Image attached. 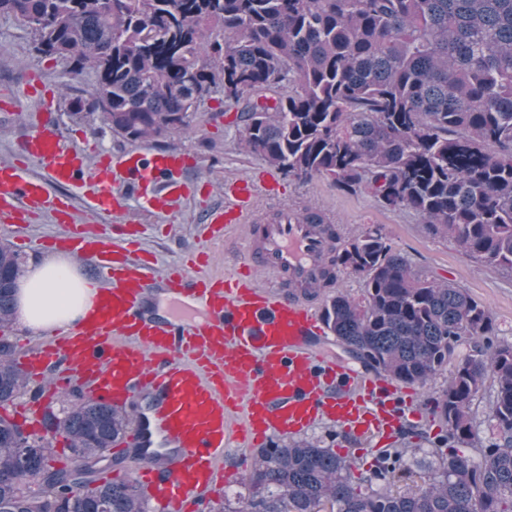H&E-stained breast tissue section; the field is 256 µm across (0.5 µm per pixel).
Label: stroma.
Returning a JSON list of instances; mask_svg holds the SVG:
<instances>
[{"label": "stroma", "instance_id": "stroma-1", "mask_svg": "<svg viewBox=\"0 0 512 512\" xmlns=\"http://www.w3.org/2000/svg\"><path fill=\"white\" fill-rule=\"evenodd\" d=\"M33 75L48 82L57 124L71 145L93 158L101 153L134 149V142L109 128L98 127L93 116L73 114L70 97L90 86L91 72L73 73L65 61L37 53L33 36L23 22L0 16V96H15L21 104L9 123H0V160L12 158L18 136L37 122L41 99L26 91ZM240 130L236 106L225 101L218 91L199 106L189 132L165 140L164 149L187 155L191 160L184 172L190 193L174 210L151 217L136 234L141 249L152 255L156 270L179 262L195 250L209 253L214 272L230 269L243 246L207 239L205 219L211 208L223 204L225 182L247 179L257 187L255 208L259 212L279 204L293 206L300 212L321 210L330 216L346 241L366 229L379 230L414 269L465 288L475 299L487 304L499 328V340L512 342V272L466 258L448 240L432 235L418 215L386 209L368 192H343L331 178L300 181L269 167L243 150ZM270 179L277 185L272 193L265 189ZM441 436L437 423L426 413L418 427L394 435L390 443L370 442L356 463L367 479L372 477L375 461L385 447L428 449L435 447Z\"/></svg>", "mask_w": 512, "mask_h": 512}]
</instances>
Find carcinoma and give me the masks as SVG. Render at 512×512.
Here are the masks:
<instances>
[{
    "label": "carcinoma",
    "mask_w": 512,
    "mask_h": 512,
    "mask_svg": "<svg viewBox=\"0 0 512 512\" xmlns=\"http://www.w3.org/2000/svg\"><path fill=\"white\" fill-rule=\"evenodd\" d=\"M36 50L94 73L72 101L132 141L189 129L222 90L245 148L298 180L329 177L382 207L418 214L465 257L512 271V0H0ZM329 271L363 296L326 300L322 319L363 366L407 385L448 373L431 413L448 442L414 463L384 453L385 488L361 490L356 462L308 441L261 448L217 512H512V342L493 344L489 308L412 268L383 234H330ZM18 254L0 243V326L13 319ZM0 340V408L26 380ZM492 382L480 448L473 401ZM50 439L0 414V512H153L131 479L99 482L129 416L83 397Z\"/></svg>",
    "instance_id": "cac0c4a2"
}]
</instances>
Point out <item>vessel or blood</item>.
<instances>
[{"instance_id": "b4317fda", "label": "vessel or blood", "mask_w": 512, "mask_h": 512, "mask_svg": "<svg viewBox=\"0 0 512 512\" xmlns=\"http://www.w3.org/2000/svg\"><path fill=\"white\" fill-rule=\"evenodd\" d=\"M17 153L0 161V230L49 217L62 233L48 248L94 260L97 284L83 319L59 327L19 359L36 388L16 409L25 431L47 432L54 401L43 378L75 380L92 400L129 412L131 476L157 512H204L229 477L224 453L231 444L261 448L272 437H298L326 422L350 448L420 421L412 388L338 364L318 349L319 300L304 286L324 274L329 225L299 219L285 205L256 215L253 183L236 180L223 207L206 217L210 235L243 234L246 249L233 269L212 272L201 251L159 273L136 241L119 244L92 229L70 198L50 187L76 190L90 214L111 215L130 234L135 227L113 187L142 197L149 212L168 211L189 191L181 178L189 165L184 156L134 150L92 164L66 143L49 112ZM32 162L43 174L30 173ZM258 269L275 289L255 285ZM159 284L197 319L147 317L146 302Z\"/></svg>"}]
</instances>
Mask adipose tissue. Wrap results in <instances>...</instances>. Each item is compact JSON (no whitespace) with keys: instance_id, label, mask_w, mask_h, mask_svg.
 <instances>
[{"instance_id":"obj_1","label":"adipose tissue","mask_w":512,"mask_h":512,"mask_svg":"<svg viewBox=\"0 0 512 512\" xmlns=\"http://www.w3.org/2000/svg\"><path fill=\"white\" fill-rule=\"evenodd\" d=\"M92 296L88 278L66 260L53 258L22 279L18 316L32 331H48L81 318Z\"/></svg>"}]
</instances>
